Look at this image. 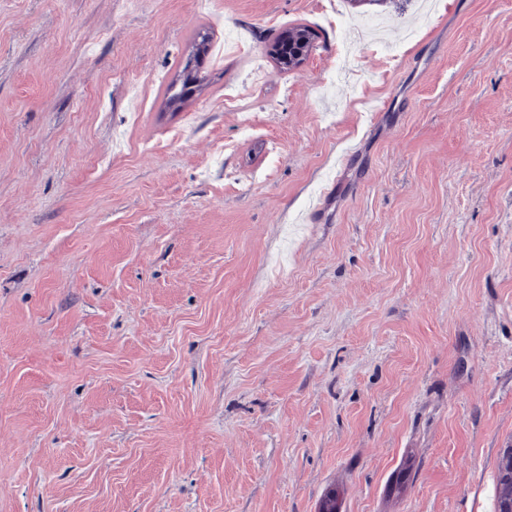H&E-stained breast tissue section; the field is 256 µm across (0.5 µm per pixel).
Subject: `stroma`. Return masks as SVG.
Returning <instances> with one entry per match:
<instances>
[{"label":"stroma","instance_id":"obj_1","mask_svg":"<svg viewBox=\"0 0 512 512\" xmlns=\"http://www.w3.org/2000/svg\"><path fill=\"white\" fill-rule=\"evenodd\" d=\"M424 2L0 0V512H492L512 0ZM291 32L292 35L289 39V43L287 45L286 42H281L280 35L281 33L287 31ZM288 32L283 33L282 38L288 39ZM317 39V35L308 27L305 26H295L290 28L283 29L270 44V49L268 53L273 57L272 50L276 51L280 54H291L293 55L296 51L294 47L303 50L307 57H309L310 53L314 48V43ZM194 41L197 52L189 55L180 71L166 88V104L169 108L179 110L182 104L199 90L204 77L200 75L199 58L209 50L210 36L206 31H199Z\"/></svg>","mask_w":512,"mask_h":512}]
</instances>
